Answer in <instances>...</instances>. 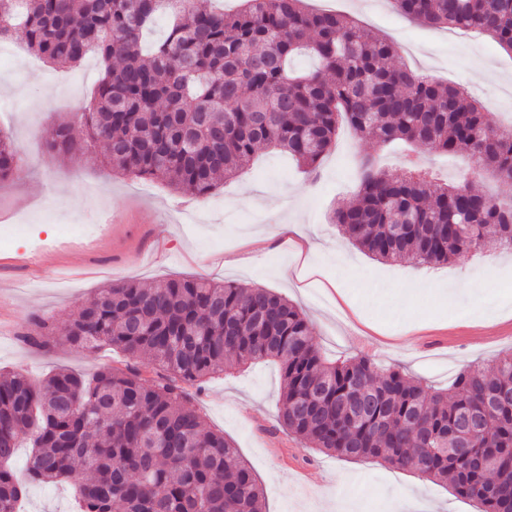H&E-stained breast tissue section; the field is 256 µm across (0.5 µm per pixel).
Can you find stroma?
I'll use <instances>...</instances> for the list:
<instances>
[{
  "label": "stroma",
  "instance_id": "obj_1",
  "mask_svg": "<svg viewBox=\"0 0 512 512\" xmlns=\"http://www.w3.org/2000/svg\"><path fill=\"white\" fill-rule=\"evenodd\" d=\"M309 0L351 14L400 49L413 71L464 88L492 122L512 118V53L490 36L434 28L408 19L392 0ZM0 61V130L21 147L23 164L0 183V372L32 381L69 370L87 377L123 361L118 348L45 352L21 342L41 315L66 324L96 289L120 281L151 285L168 278L209 277L270 288L309 319L326 356H365L397 365L435 387H447L471 364L490 366L512 349V255L468 254L426 268L381 263L341 237L332 221L359 190L358 163L371 156L395 175L407 152L382 147L342 128L317 180L287 154L260 149L240 177L204 197L106 167L94 149L50 152L56 129L75 122L103 66L92 57L73 68L51 66L28 51L23 34ZM257 196L247 201L244 192ZM303 224L318 286L298 287L300 264L281 225ZM282 378L278 363L259 362L190 388L189 404L206 429L223 433L265 489L266 512H388L427 502L434 512H478L449 487L381 462H358L303 447L276 422ZM24 512H75L68 483L27 485Z\"/></svg>",
  "mask_w": 512,
  "mask_h": 512
}]
</instances>
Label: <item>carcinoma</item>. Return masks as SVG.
Wrapping results in <instances>:
<instances>
[{
  "mask_svg": "<svg viewBox=\"0 0 512 512\" xmlns=\"http://www.w3.org/2000/svg\"><path fill=\"white\" fill-rule=\"evenodd\" d=\"M304 0H243L224 13L197 0H0V42L17 31L45 63L104 64L88 110L63 124L50 151L101 148L125 175L204 196L242 172L262 147L315 176L341 125L378 144L465 153L471 177L512 184V127L456 86L396 64V49L355 20ZM436 27L490 35L512 52V0H394ZM166 34L143 37L158 15ZM308 55L316 67L293 68ZM0 131V182L21 168ZM334 223L378 261L448 264L476 251L512 253V201L461 185L435 186L420 168L395 176L371 157ZM26 341L120 347L138 366L89 381L61 370L36 384L0 374V512L24 492L9 462L23 436L34 483L77 481L81 512H264V489L224 435L207 431L186 386L259 360L280 362L279 429L307 448L377 459L451 487L481 512H512V352L431 390L366 357L327 360L302 311L267 288L207 278L100 289L63 329L35 318Z\"/></svg>",
  "mask_w": 512,
  "mask_h": 512,
  "instance_id": "cac0c4a2",
  "label": "carcinoma"
}]
</instances>
